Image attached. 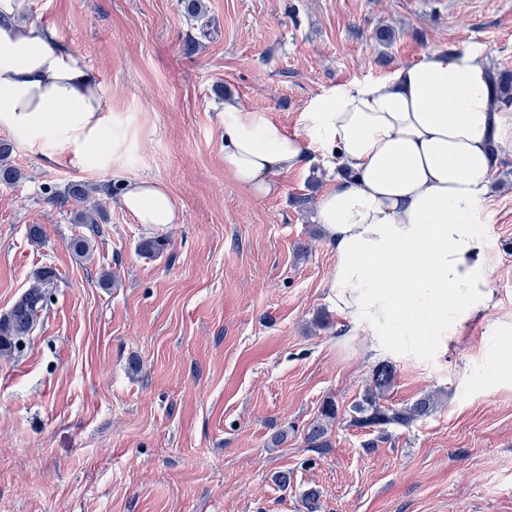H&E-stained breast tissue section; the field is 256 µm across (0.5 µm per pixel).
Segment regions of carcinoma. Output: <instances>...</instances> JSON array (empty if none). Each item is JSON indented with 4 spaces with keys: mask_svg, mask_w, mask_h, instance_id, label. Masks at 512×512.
<instances>
[{
    "mask_svg": "<svg viewBox=\"0 0 512 512\" xmlns=\"http://www.w3.org/2000/svg\"><path fill=\"white\" fill-rule=\"evenodd\" d=\"M14 149L13 141L0 140V183L11 184L21 179L20 171L10 164ZM167 246V241L162 238L148 237L141 239L137 248L140 253L154 257L164 252ZM54 277L53 271H42L35 283L12 306L8 321L0 323V353L16 351L30 339L50 300L49 288L53 285ZM394 379L395 369L392 364L382 362L373 368L362 394L351 407L352 425L380 430L387 425H409L437 409L438 397L434 394H425L400 407L385 405L386 395L393 387ZM337 417L336 402L324 401L320 417L304 431V441L308 447L328 446V436Z\"/></svg>",
    "mask_w": 512,
    "mask_h": 512,
    "instance_id": "cac0c4a2",
    "label": "carcinoma"
}]
</instances>
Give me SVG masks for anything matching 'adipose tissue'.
<instances>
[{
    "instance_id": "adipose-tissue-1",
    "label": "adipose tissue",
    "mask_w": 512,
    "mask_h": 512,
    "mask_svg": "<svg viewBox=\"0 0 512 512\" xmlns=\"http://www.w3.org/2000/svg\"><path fill=\"white\" fill-rule=\"evenodd\" d=\"M21 2L0 0V128L33 153L56 142L52 164L108 167L122 145L104 142L112 117L96 71L51 27L16 23ZM296 125L225 101V173L267 198L318 155L335 175L315 221L336 256L337 310L407 354L423 338L452 343L493 298L491 178L512 152V104L498 102L484 48L431 49L387 77L323 88ZM120 204L141 224L178 218L153 180L128 181Z\"/></svg>"
}]
</instances>
